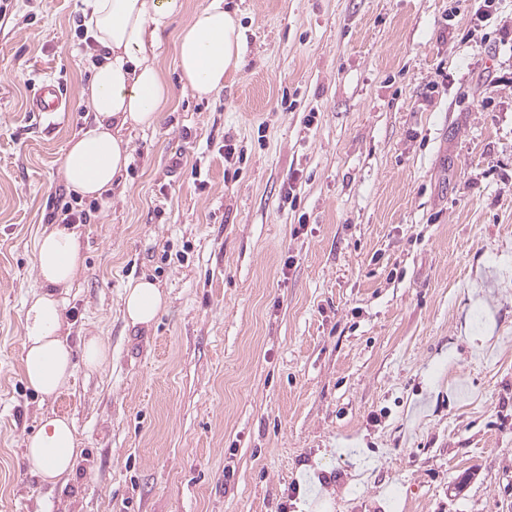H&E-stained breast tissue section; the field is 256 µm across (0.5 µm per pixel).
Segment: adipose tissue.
<instances>
[{
    "instance_id": "obj_1",
    "label": "adipose tissue",
    "mask_w": 512,
    "mask_h": 512,
    "mask_svg": "<svg viewBox=\"0 0 512 512\" xmlns=\"http://www.w3.org/2000/svg\"><path fill=\"white\" fill-rule=\"evenodd\" d=\"M184 0H86V27L100 60L81 88L92 121L66 144L62 172L68 190L80 199L104 201L128 167V128L156 126L172 90L153 58V49ZM244 29L224 0H210L197 10L175 41L176 67L184 89L204 98L223 89L233 69L243 63ZM38 292L22 311L21 373L41 398L54 397L75 371V357L96 369L110 350L101 337L88 336L80 349L67 341L66 293L84 266L82 234L77 225L53 224L37 237L34 251ZM166 305L154 282L143 279L124 290L123 308L135 326H150ZM80 450L68 419L43 416L25 442L23 457L43 482L69 475Z\"/></svg>"
}]
</instances>
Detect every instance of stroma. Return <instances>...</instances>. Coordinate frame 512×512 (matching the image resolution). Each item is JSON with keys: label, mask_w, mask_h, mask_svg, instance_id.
Returning a JSON list of instances; mask_svg holds the SVG:
<instances>
[{"label": "stroma", "mask_w": 512, "mask_h": 512, "mask_svg": "<svg viewBox=\"0 0 512 512\" xmlns=\"http://www.w3.org/2000/svg\"><path fill=\"white\" fill-rule=\"evenodd\" d=\"M208 2L81 227L68 341L110 358L50 400L21 313L94 55L85 0L0 19V512H512V0H224L244 64L200 99L175 40ZM48 77L70 106L45 121ZM51 412L81 448L54 485L23 461ZM68 98L59 82L43 81L30 100L29 112H36L40 118H54L67 111ZM166 305V297L154 282L142 279L124 290L123 308L134 326L149 327ZM81 355L89 369H96L108 362L110 350L99 336H86L82 340Z\"/></svg>", "instance_id": "obj_1"}]
</instances>
